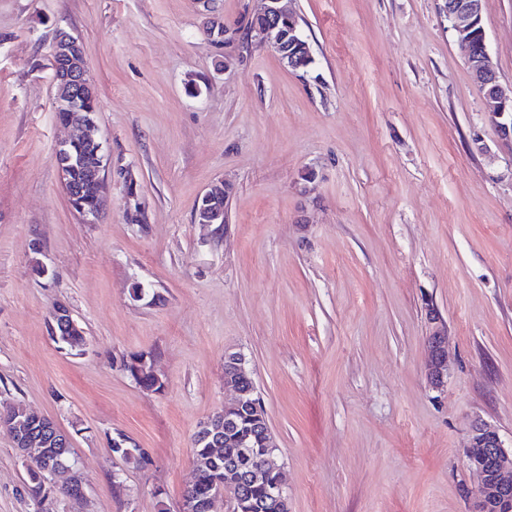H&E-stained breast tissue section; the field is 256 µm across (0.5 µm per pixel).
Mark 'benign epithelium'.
I'll list each match as a JSON object with an SVG mask.
<instances>
[{"label":"benign epithelium","mask_w":512,"mask_h":512,"mask_svg":"<svg viewBox=\"0 0 512 512\" xmlns=\"http://www.w3.org/2000/svg\"><path fill=\"white\" fill-rule=\"evenodd\" d=\"M448 29L464 52L465 63L477 83L486 90L485 108L493 121L512 115V83L500 81L488 51L482 25V0H445ZM262 25L249 32L250 40L274 48L286 65L294 66L300 55L313 64L310 45L300 29L297 14L283 5V0H265ZM53 80L60 94L56 102L57 122L72 134L59 142L54 155L65 194L71 208L85 222L96 223L108 205L112 177L124 183L135 182L131 170L112 168L103 143L97 136L98 102L90 79L82 43L70 33L56 32L51 54ZM222 187L215 185L199 199L200 211L207 214L206 223L223 225L225 213L219 204ZM429 361L427 375L432 384L444 383L448 367L446 334L442 321L433 308L428 309ZM84 334L83 328L66 305H61L49 325L53 339ZM246 358L241 353L224 354V387L233 396L198 429L199 443L213 448L220 433L235 434L236 455L224 459V481L212 484L205 498L193 492L194 484L185 488L180 512H212V503L224 500L227 512H288V491L281 468L276 463L279 449L273 444L267 412L256 384L247 390L239 387ZM135 376L140 386L151 385L160 391L163 381L145 367L135 363ZM470 468L478 476L471 512H512V449L504 447L497 430L490 424H474L470 443L465 450ZM258 488L261 497L241 493L244 488Z\"/></svg>","instance_id":"1"}]
</instances>
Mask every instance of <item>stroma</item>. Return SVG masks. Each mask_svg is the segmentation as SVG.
Segmentation results:
<instances>
[{"mask_svg":"<svg viewBox=\"0 0 512 512\" xmlns=\"http://www.w3.org/2000/svg\"><path fill=\"white\" fill-rule=\"evenodd\" d=\"M262 0H0V411L72 437L86 495L51 512H179L192 436L220 409L224 355L260 391L289 512H469L472 425L512 446V145L448 29L444 0H291L307 76L246 38ZM483 27L512 82V0ZM80 39L109 158L102 218L69 206L53 162L56 30ZM228 186L226 227L196 223ZM46 263L38 275L34 261ZM149 293L130 296L133 283ZM66 305L83 351L58 348ZM448 330L427 378L428 307ZM153 363L162 391L122 363ZM129 436L152 463L113 456ZM0 427V512H33ZM70 334H72V336H70ZM77 334L84 335L83 328L73 317L70 309L66 305L61 304V306L55 311L53 321L50 322V337L55 339L53 341L61 347L80 351L81 349L78 347L85 345L86 336H77Z\"/></svg>","mask_w":512,"mask_h":512,"instance_id":"1","label":"stroma"}]
</instances>
